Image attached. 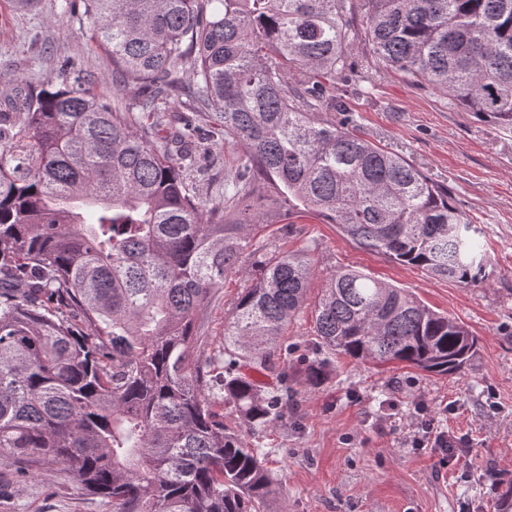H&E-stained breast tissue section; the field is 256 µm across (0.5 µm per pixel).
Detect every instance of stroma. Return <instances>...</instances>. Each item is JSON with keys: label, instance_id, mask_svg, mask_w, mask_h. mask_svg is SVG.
<instances>
[{"label": "stroma", "instance_id": "35a3bbf8", "mask_svg": "<svg viewBox=\"0 0 512 512\" xmlns=\"http://www.w3.org/2000/svg\"><path fill=\"white\" fill-rule=\"evenodd\" d=\"M87 31L82 9L67 10L65 0H38L31 9L0 0V86L22 68L33 86L43 87L70 62L94 74L95 93L111 99L112 66L104 50L87 51ZM350 66V76L333 89L343 111L323 110L319 119L403 156L447 187L451 203L479 229L484 274L470 284L430 278L357 247L336 225L290 209L267 187L257 192L265 226L256 238L288 250L315 242L311 293L328 273L353 268L462 321L478 345L456 375L340 357L312 388L299 373L320 358L321 347L312 310L302 309L281 351L288 409L274 427L244 433L263 448L276 477L266 512H496L500 489L490 476L512 478V129L449 107L446 93L429 84L380 70L367 48L351 56ZM237 161L236 149L221 143L197 156L198 188L223 201L224 171ZM246 285L241 274L227 275L205 316L210 346L222 341L224 322ZM425 422L456 438L470 470L448 459L432 438L416 445ZM0 512H112V504L53 469L23 481L1 477Z\"/></svg>", "mask_w": 512, "mask_h": 512}]
</instances>
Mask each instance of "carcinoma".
I'll return each instance as SVG.
<instances>
[{
	"label": "carcinoma",
	"mask_w": 512,
	"mask_h": 512,
	"mask_svg": "<svg viewBox=\"0 0 512 512\" xmlns=\"http://www.w3.org/2000/svg\"><path fill=\"white\" fill-rule=\"evenodd\" d=\"M220 8L209 12L206 4ZM355 0H83L90 48L137 96L107 102L77 72L0 109V460L59 468L112 512H263L273 478L251 430L288 401L255 379L307 300L312 248L252 235L254 180L361 248L474 282L484 254L448 189L401 155L316 118L356 48ZM366 47L412 84L512 128V0H360ZM196 76L183 84L180 71ZM242 149L227 182L249 223L189 181L209 139L162 117L174 95ZM251 273L206 353L204 315L225 276ZM313 323L326 356L453 375L475 351L464 323L358 270L331 273Z\"/></svg>",
	"instance_id": "1"
}]
</instances>
